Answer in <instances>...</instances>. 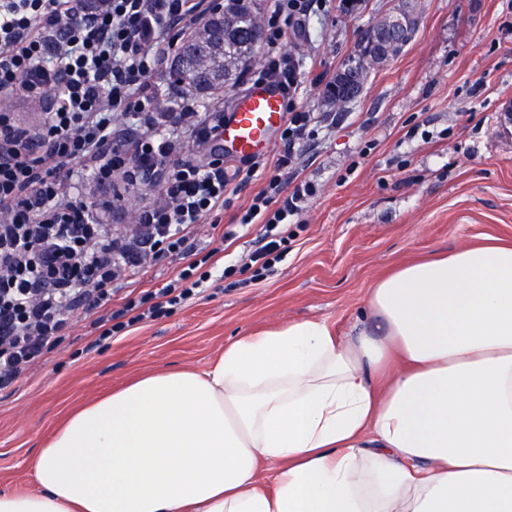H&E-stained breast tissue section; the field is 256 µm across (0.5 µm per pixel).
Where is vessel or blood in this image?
Segmentation results:
<instances>
[{
  "label": "vessel or blood",
  "mask_w": 512,
  "mask_h": 512,
  "mask_svg": "<svg viewBox=\"0 0 512 512\" xmlns=\"http://www.w3.org/2000/svg\"><path fill=\"white\" fill-rule=\"evenodd\" d=\"M285 120V100L280 88L272 82L258 81L228 108L223 139L236 155L258 156L268 149Z\"/></svg>",
  "instance_id": "vessel-or-blood-1"
}]
</instances>
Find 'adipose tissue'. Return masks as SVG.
<instances>
[{
	"mask_svg": "<svg viewBox=\"0 0 512 512\" xmlns=\"http://www.w3.org/2000/svg\"><path fill=\"white\" fill-rule=\"evenodd\" d=\"M0 512H512V245L405 264L348 340L305 320L84 405Z\"/></svg>",
	"mask_w": 512,
	"mask_h": 512,
	"instance_id": "1",
	"label": "adipose tissue"
}]
</instances>
